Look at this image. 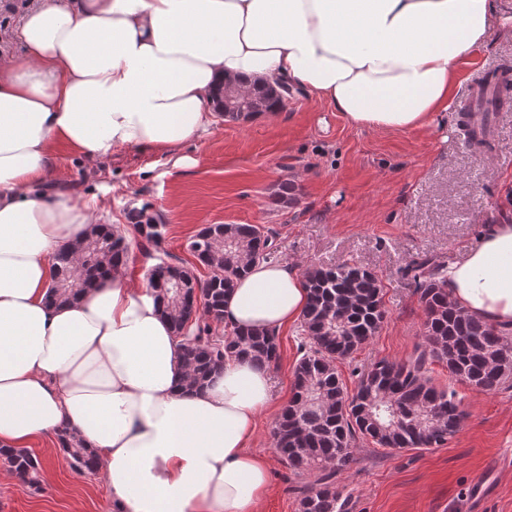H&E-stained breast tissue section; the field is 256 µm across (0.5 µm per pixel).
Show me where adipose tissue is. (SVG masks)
<instances>
[{
  "instance_id": "adipose-tissue-1",
  "label": "adipose tissue",
  "mask_w": 512,
  "mask_h": 512,
  "mask_svg": "<svg viewBox=\"0 0 512 512\" xmlns=\"http://www.w3.org/2000/svg\"><path fill=\"white\" fill-rule=\"evenodd\" d=\"M500 0H41L21 55L0 53V446L74 426L97 453L115 512H259L269 461L251 452L273 401L268 370L237 359L185 391L178 338L125 269L52 305L53 257L96 217L43 189L57 145L86 162L121 147L194 159L216 93L288 81L373 131L449 111L459 63L493 32ZM450 299L512 328V220L449 266ZM308 302L291 265L258 262L224 304L232 327L280 330Z\"/></svg>"
}]
</instances>
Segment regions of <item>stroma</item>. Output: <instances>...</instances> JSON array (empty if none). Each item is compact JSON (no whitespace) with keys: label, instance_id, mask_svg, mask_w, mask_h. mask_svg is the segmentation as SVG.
Instances as JSON below:
<instances>
[{"label":"stroma","instance_id":"stroma-1","mask_svg":"<svg viewBox=\"0 0 512 512\" xmlns=\"http://www.w3.org/2000/svg\"><path fill=\"white\" fill-rule=\"evenodd\" d=\"M512 66V36L493 35L458 66L453 107L424 130L385 132L351 126L315 98L291 96L276 122L218 121L186 146L198 161L189 170L137 147L94 163L56 151L46 191L98 199L110 206L133 245L127 274L144 281L151 261L134 238L131 214L141 208L168 226L165 248L192 262L188 239L207 224H259L275 239L279 261L298 271L345 262L373 271L387 318L373 341L337 370L354 388L352 370L376 359H404L420 343L424 311L410 268L422 258L461 259L484 228L512 220V90L492 116L489 144L475 148L459 128L470 90ZM295 199L277 204L280 183ZM281 359L272 370L275 398L261 414L252 452L272 466L260 512H298L296 480L276 456L272 428L293 394L299 331L279 333ZM467 418L448 444L429 450L362 445L342 475L355 512H512V389L483 393L456 386ZM51 470L40 491L0 462V512H113L103 481L77 471L55 440L32 450ZM488 478L482 502L472 482Z\"/></svg>","mask_w":512,"mask_h":512}]
</instances>
